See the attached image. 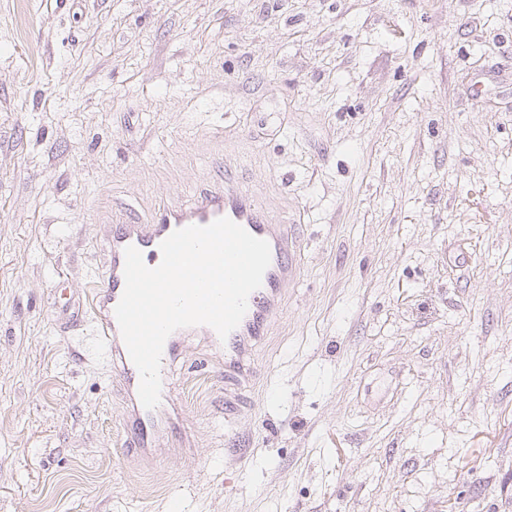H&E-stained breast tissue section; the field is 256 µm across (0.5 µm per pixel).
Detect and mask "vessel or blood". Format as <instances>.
<instances>
[{"mask_svg":"<svg viewBox=\"0 0 512 512\" xmlns=\"http://www.w3.org/2000/svg\"><path fill=\"white\" fill-rule=\"evenodd\" d=\"M226 217L241 225L251 235L266 240L271 249V263L262 285L248 298L247 311L240 324L227 338H219L211 327L182 328L166 340L160 370L162 389L159 406L149 410L139 400L140 374L121 337L114 310L125 288L124 251L139 249L147 266L159 265L161 242L177 229L189 225H207ZM105 262L97 284L85 298L83 314L93 317L96 331L107 348L118 382L130 401L133 412L127 421V453L155 447L163 432L172 426L166 407L172 404L169 365L179 356L185 337L206 336L212 346L224 352V379L239 384L245 381V360L253 341L264 336L272 320L281 312L285 290L299 275L294 232L285 224L270 223L263 206L228 175L210 179L190 201H170L144 214H131L113 220L104 241Z\"/></svg>","mask_w":512,"mask_h":512,"instance_id":"obj_1","label":"vessel or blood"}]
</instances>
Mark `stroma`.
Returning a JSON list of instances; mask_svg holds the SVG:
<instances>
[{"instance_id":"stroma-1","label":"stroma","mask_w":512,"mask_h":512,"mask_svg":"<svg viewBox=\"0 0 512 512\" xmlns=\"http://www.w3.org/2000/svg\"><path fill=\"white\" fill-rule=\"evenodd\" d=\"M232 169L300 274L128 455L104 219ZM512 512V0H0V512Z\"/></svg>"}]
</instances>
